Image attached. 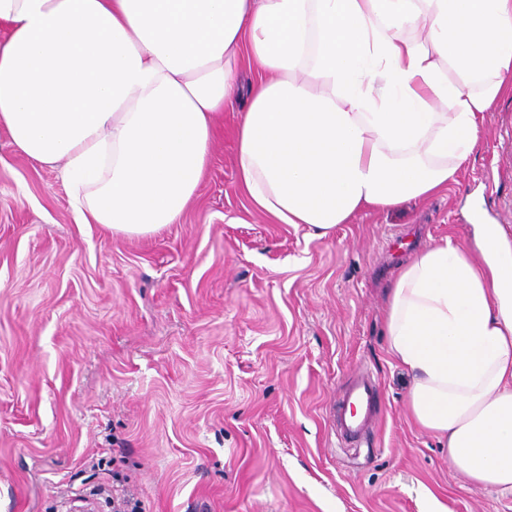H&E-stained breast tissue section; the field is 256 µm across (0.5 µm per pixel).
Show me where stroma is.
<instances>
[{
	"instance_id": "1",
	"label": "stroma",
	"mask_w": 512,
	"mask_h": 512,
	"mask_svg": "<svg viewBox=\"0 0 512 512\" xmlns=\"http://www.w3.org/2000/svg\"><path fill=\"white\" fill-rule=\"evenodd\" d=\"M238 120L181 222L140 237L76 223L60 168L0 127V512L119 484L141 512H512L415 425L384 333L399 269L469 237L466 196L512 233V97L447 191L324 238L252 210ZM361 372L379 391L354 447L335 411Z\"/></svg>"
}]
</instances>
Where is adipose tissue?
<instances>
[{
    "instance_id": "ef3b65f1",
    "label": "adipose tissue",
    "mask_w": 512,
    "mask_h": 512,
    "mask_svg": "<svg viewBox=\"0 0 512 512\" xmlns=\"http://www.w3.org/2000/svg\"><path fill=\"white\" fill-rule=\"evenodd\" d=\"M0 23V126L116 234L179 223L224 111L252 207L321 238L456 182L512 95V0H0ZM384 324L418 424L512 492V235L478 219L431 243Z\"/></svg>"
}]
</instances>
